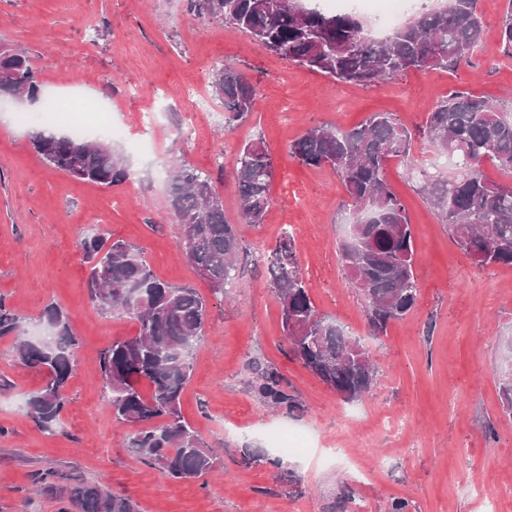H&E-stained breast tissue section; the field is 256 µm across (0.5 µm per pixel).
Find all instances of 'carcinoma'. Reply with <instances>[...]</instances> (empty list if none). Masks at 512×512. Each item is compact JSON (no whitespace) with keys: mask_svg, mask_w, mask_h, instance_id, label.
Listing matches in <instances>:
<instances>
[{"mask_svg":"<svg viewBox=\"0 0 512 512\" xmlns=\"http://www.w3.org/2000/svg\"><path fill=\"white\" fill-rule=\"evenodd\" d=\"M188 8L234 26L297 66L361 86L411 71L455 67L482 46L485 31L477 0H447L443 7L419 8L411 20L377 42L369 39L356 12L329 13L304 0H188ZM498 35L502 51L512 55V0ZM12 87L31 100L40 92L39 72L22 49L0 52V91ZM211 89L224 101L227 124L252 112L257 88L235 68L217 69ZM422 135L441 155L475 160L474 169L452 181L417 169L416 161L407 165L411 171L419 170L421 189L449 235L479 264L512 267V114L482 96L452 92L438 98ZM411 140L410 132L391 114L375 112L348 131L329 124L311 128L289 146L290 155L303 166L332 167L359 215L349 225L338 257L364 301L368 327L375 336L384 334L390 322L403 319L420 295L412 224L385 178L387 161L409 158ZM31 146L51 168L74 178L108 186L129 179L123 158L108 143L39 134ZM484 161L511 182L488 179L480 170ZM272 173L273 158L263 140L244 144L235 173L244 223H262L271 204ZM168 208L182 227L179 247L188 262L213 293L224 292L239 273V239L235 225L224 219V203L212 178L192 167L174 170ZM80 246L89 264L90 300L102 313L126 316L138 324L134 337L113 341L99 359L112 416L131 428L127 447L170 478L200 477L213 466L216 454L184 419L180 400L208 320L205 300L193 288L159 279L134 245L91 233ZM267 271L281 303L290 353L345 400L368 394L377 383L378 367L345 326L316 309L292 234L284 233L270 252ZM41 320L50 329L42 345L25 336L23 318L0 295V338L14 339L20 365L46 374L44 384L28 395L27 414L40 429L52 432L68 401L79 341L60 306L47 305ZM252 371L250 385L261 402L288 410L297 407L274 368L258 364ZM143 382L151 387L148 396L140 390ZM500 389L502 406L511 416L512 366L508 364L502 370ZM263 460L277 469L283 466L279 458L242 449V464ZM38 484L40 492L62 499L77 512H136L130 498L113 493L104 482L88 483L49 471Z\"/></svg>","mask_w":512,"mask_h":512,"instance_id":"carcinoma-1","label":"carcinoma"}]
</instances>
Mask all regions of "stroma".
Returning a JSON list of instances; mask_svg holds the SVG:
<instances>
[{
	"mask_svg": "<svg viewBox=\"0 0 512 512\" xmlns=\"http://www.w3.org/2000/svg\"><path fill=\"white\" fill-rule=\"evenodd\" d=\"M506 0H477L486 25L483 50L453 71L411 72L370 87L338 83L289 63L230 25L192 13L187 0H0V43L24 49L40 73L33 100L0 99V294L42 336L44 307L70 317L78 365L55 432L42 431L25 400L42 374L17 363L0 339V512H64L38 493L53 470L106 481L137 512H512V418L500 399L502 344L512 336V268L483 267L462 253L406 165L388 161L386 178L415 234L420 298L386 334L372 335L364 304L338 263L344 224L353 216L331 167L307 168L290 144L326 122L348 130L373 112H390L414 135L412 154L429 172L454 176L419 133L439 95L470 91L512 101V56L497 31ZM229 64L257 87L254 110L227 126L210 78ZM69 106L52 129L87 127L108 139L130 170L114 186L76 179L31 148L38 113ZM119 128L107 138L100 119ZM262 137L274 161L271 204L259 224L242 223L235 185L241 146ZM187 165L211 176L224 218L240 240V273L214 294L181 258L178 224L167 210L171 172ZM141 248L164 281L195 288L210 318L181 398L183 417L219 454L200 478L180 481L131 453L126 429L106 405L101 351L135 335L127 317L91 302L80 241L89 230ZM294 236L309 295L320 313L344 325L380 367L377 387L347 402L288 354L280 302L264 259L283 232ZM276 369L298 408L260 402L249 385L252 362ZM302 434L306 450L279 453L271 436ZM261 462L246 466L240 450ZM282 457L276 470L268 461ZM295 482H288V475Z\"/></svg>",
	"mask_w": 512,
	"mask_h": 512,
	"instance_id": "obj_1",
	"label": "stroma"
}]
</instances>
